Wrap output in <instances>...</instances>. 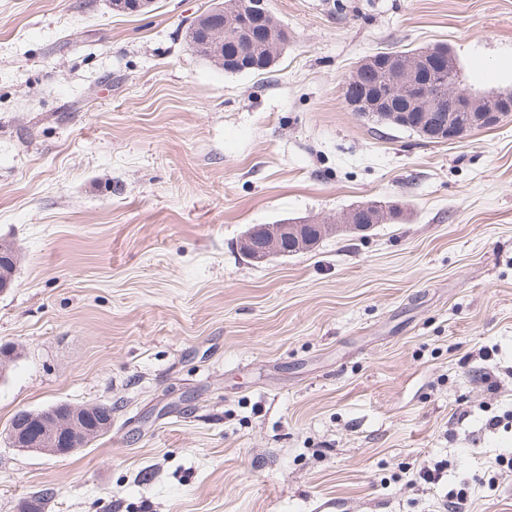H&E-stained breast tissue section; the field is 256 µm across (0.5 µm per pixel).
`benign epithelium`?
Returning <instances> with one entry per match:
<instances>
[{"label": "benign epithelium", "mask_w": 512, "mask_h": 512, "mask_svg": "<svg viewBox=\"0 0 512 512\" xmlns=\"http://www.w3.org/2000/svg\"><path fill=\"white\" fill-rule=\"evenodd\" d=\"M154 0H114L112 9L117 12L139 13L148 10ZM266 0H249L246 10L238 17L237 33H249L251 20L265 13ZM223 8H215L193 27L194 42H203L212 52L224 49ZM431 59L418 57L409 64L393 70L394 89L401 92L419 110L425 112L426 125L422 135L439 142H450L462 138L467 129L450 122L437 124L430 120L428 113V93L423 83L416 78V71L430 67ZM453 80H448V112H477L470 123L473 126L494 127L512 116V106L506 103H490L476 107L467 94L453 89ZM344 102L354 112H361L365 103L374 104L375 112L366 116H377L382 121L400 124L403 118L386 107V98L375 94L370 86L355 79H348L342 85ZM314 220H284L278 224H265L246 233L242 241L243 251L255 262H263L282 255L280 241L297 236L301 228L314 225ZM85 412L66 403H58L44 410L29 412L14 421L8 429L9 443L15 448H23L56 457H67L87 445L91 430L84 423Z\"/></svg>", "instance_id": "obj_1"}]
</instances>
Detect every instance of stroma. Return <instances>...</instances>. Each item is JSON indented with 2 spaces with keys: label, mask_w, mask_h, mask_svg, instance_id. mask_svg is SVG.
Instances as JSON below:
<instances>
[{
  "label": "stroma",
  "mask_w": 512,
  "mask_h": 512,
  "mask_svg": "<svg viewBox=\"0 0 512 512\" xmlns=\"http://www.w3.org/2000/svg\"><path fill=\"white\" fill-rule=\"evenodd\" d=\"M213 3L0 0V512H512V119L434 144L342 97L364 55L437 43L512 93V0H269L290 39L245 75L185 38ZM370 200L398 219L240 251ZM58 402L111 430L8 444ZM324 223L314 220H284L278 224H265L261 227L253 228L244 236L242 241L243 251L255 262H263L273 257L287 255L288 253L293 255L296 249H300V247H296L294 240L289 242L288 239V245L285 244V247L282 248L284 251L288 250V253H282V250L279 248L281 239L297 236L301 228L306 225H319L323 228L324 225H327Z\"/></svg>",
  "instance_id": "obj_1"
}]
</instances>
